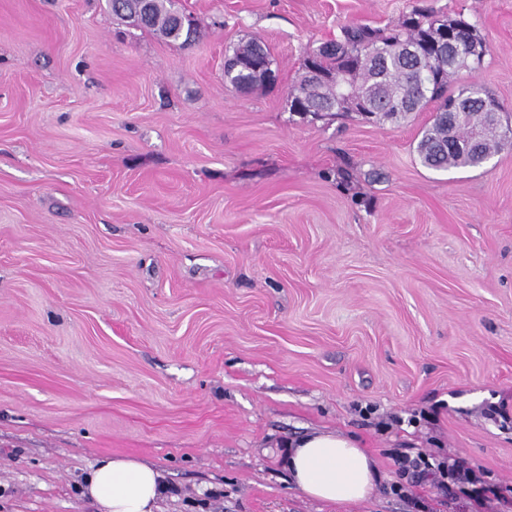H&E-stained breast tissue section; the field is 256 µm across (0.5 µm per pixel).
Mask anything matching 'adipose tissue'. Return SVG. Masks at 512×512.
<instances>
[{"label": "adipose tissue", "mask_w": 512, "mask_h": 512, "mask_svg": "<svg viewBox=\"0 0 512 512\" xmlns=\"http://www.w3.org/2000/svg\"><path fill=\"white\" fill-rule=\"evenodd\" d=\"M283 463L306 496L332 504L367 501L380 478L375 457L335 431L315 430L291 439ZM165 490L159 469L120 456L99 460L83 483L84 494L100 512H157Z\"/></svg>", "instance_id": "ef3b65f1"}]
</instances>
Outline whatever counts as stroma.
<instances>
[{"label": "stroma", "instance_id": "obj_1", "mask_svg": "<svg viewBox=\"0 0 512 512\" xmlns=\"http://www.w3.org/2000/svg\"><path fill=\"white\" fill-rule=\"evenodd\" d=\"M184 46L105 0H0V512H98L100 459L163 471L161 512H512V145L421 166L433 112L300 115L344 27L465 15L512 126V0H177ZM261 41L274 84L224 82ZM377 459L370 500L309 499L280 447ZM459 457L497 488L400 476Z\"/></svg>", "mask_w": 512, "mask_h": 512}]
</instances>
